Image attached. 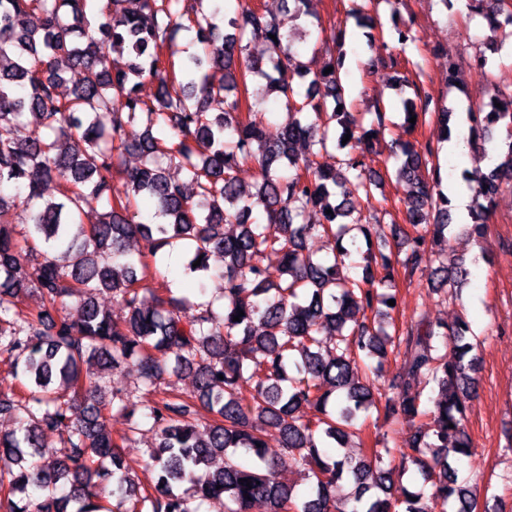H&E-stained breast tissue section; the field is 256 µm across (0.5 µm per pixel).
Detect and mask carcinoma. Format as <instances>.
<instances>
[{
    "label": "carcinoma",
    "mask_w": 512,
    "mask_h": 512,
    "mask_svg": "<svg viewBox=\"0 0 512 512\" xmlns=\"http://www.w3.org/2000/svg\"><path fill=\"white\" fill-rule=\"evenodd\" d=\"M92 2L0 0V354L14 360L17 380L0 391V419L19 423L0 435V512H114L103 505L114 496L131 501L124 512H199L192 502L218 498L226 512H252L257 503L266 512H446L450 504L475 512L477 488L458 473L474 448L463 424L473 389L471 324L459 317L402 334L392 317L397 306L388 304L397 267L411 276L426 271L428 246L453 230L439 169L424 174L432 148L400 138L390 144L396 174L409 185L405 257L363 252L354 236L347 247L342 240L354 229L368 244L403 230L352 218V196L370 195L381 181L362 157L384 139L386 113L375 106L364 129L360 114L347 109L343 51L329 53L298 100L288 72L303 78L307 65L293 37L252 0H233L232 34L221 32L207 0L189 8L184 0H111L95 24L87 19ZM384 2L386 36L403 49L414 42L412 26L398 18L399 0ZM466 8L487 21L490 40L512 37L503 32L512 26V0H466ZM181 30L195 33L202 52L178 63L170 43ZM250 36L265 42L263 55L247 53ZM114 53L128 54L122 66L111 65ZM214 67L224 69L218 86L208 78ZM249 75L265 80L259 94L286 96L288 123L275 127L261 112L241 116V101L229 92ZM145 80L158 85L152 101L140 96ZM65 81L67 95L59 92ZM400 82L412 85L404 74ZM414 95L404 100L402 126L410 131L412 116L429 113L440 141L450 140L452 113L429 110L433 96L417 85ZM27 110L43 123L19 140L15 126ZM466 118L469 148L484 155L491 142L499 157L471 187L467 235L479 242L482 214L512 189V92L469 106ZM74 135L84 144L79 154ZM330 146L343 152L336 165L317 162ZM132 152L141 165L116 193L112 173ZM246 164L258 169L253 192L237 179ZM173 166L186 181L169 176ZM48 183L58 199L44 198ZM142 196L162 221L136 220ZM256 207L266 223L251 219ZM17 208L22 224L12 218ZM313 209L321 214L316 223L306 221ZM226 225L238 231L228 234ZM135 236L148 242L136 257L127 250ZM321 238L332 242V255L315 260L310 245ZM181 244L188 276L208 273L211 256L224 258L223 283L207 300L177 297L159 271L148 275L159 251ZM57 250L67 263L58 262ZM440 272L444 285L467 275L460 262L430 275ZM33 292L36 309L26 303ZM104 292L126 309L122 321L99 307ZM240 310L244 316L233 320ZM392 355L403 356L401 372L376 398ZM92 359L108 372L134 367L137 386L81 376L80 365ZM182 367L195 369L189 395L166 381ZM417 378L436 386V396L422 401ZM304 405L314 410L306 420ZM372 408L405 425L406 447L357 457L345 450L359 416ZM202 409L210 415L203 423ZM114 411L138 412L156 431L149 458L159 474L151 492L134 490L123 456L132 437L113 439L107 421ZM63 432L59 454H45L48 437ZM271 437L280 445L274 453ZM240 448L253 465L237 461ZM285 460L313 480L311 491L282 479ZM411 467L430 492L402 485ZM346 483L352 491L336 497ZM184 484L186 492H175Z\"/></svg>",
    "instance_id": "obj_1"
}]
</instances>
